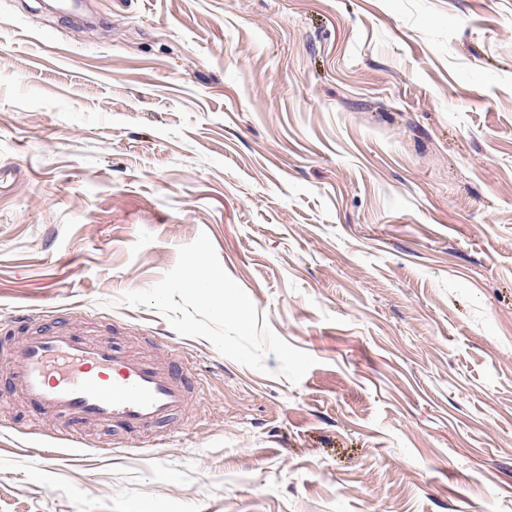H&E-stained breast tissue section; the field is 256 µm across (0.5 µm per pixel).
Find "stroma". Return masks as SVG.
<instances>
[{
  "label": "stroma",
  "instance_id": "35a3bbf8",
  "mask_svg": "<svg viewBox=\"0 0 512 512\" xmlns=\"http://www.w3.org/2000/svg\"><path fill=\"white\" fill-rule=\"evenodd\" d=\"M0 0V323L88 311L207 380L159 448L7 380L0 512H512V0ZM207 233L258 371L123 303Z\"/></svg>",
  "mask_w": 512,
  "mask_h": 512
}]
</instances>
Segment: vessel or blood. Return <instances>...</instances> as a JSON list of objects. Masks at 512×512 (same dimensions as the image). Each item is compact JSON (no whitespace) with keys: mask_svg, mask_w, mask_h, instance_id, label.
<instances>
[{"mask_svg":"<svg viewBox=\"0 0 512 512\" xmlns=\"http://www.w3.org/2000/svg\"><path fill=\"white\" fill-rule=\"evenodd\" d=\"M79 322L18 314L0 334L17 337L9 366L14 390L40 414L58 419L59 443L70 455L86 448L84 431L98 426L153 436L156 429L187 414L196 367L176 351L161 355L131 350L122 340L106 339Z\"/></svg>","mask_w":512,"mask_h":512,"instance_id":"obj_1","label":"vessel or blood"}]
</instances>
